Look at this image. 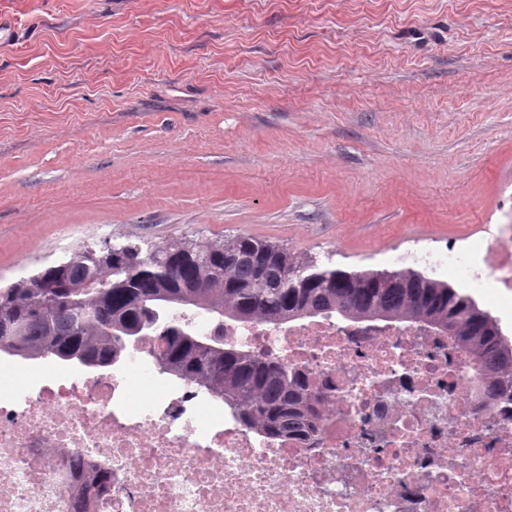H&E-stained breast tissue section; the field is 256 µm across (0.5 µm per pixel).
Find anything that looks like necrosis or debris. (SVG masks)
Instances as JSON below:
<instances>
[{"label":"necrosis or debris","mask_w":512,"mask_h":512,"mask_svg":"<svg viewBox=\"0 0 512 512\" xmlns=\"http://www.w3.org/2000/svg\"><path fill=\"white\" fill-rule=\"evenodd\" d=\"M397 260L512 315V223ZM223 336L304 374L316 432L267 439L143 356L102 379L6 363L0 512H512V400L469 382L447 332L321 313L228 320Z\"/></svg>","instance_id":"necrosis-or-debris-1"}]
</instances>
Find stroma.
Wrapping results in <instances>:
<instances>
[{"label":"stroma","mask_w":512,"mask_h":512,"mask_svg":"<svg viewBox=\"0 0 512 512\" xmlns=\"http://www.w3.org/2000/svg\"><path fill=\"white\" fill-rule=\"evenodd\" d=\"M0 287L247 233L348 270L512 217V0H0Z\"/></svg>","instance_id":"35a3bbf8"}]
</instances>
